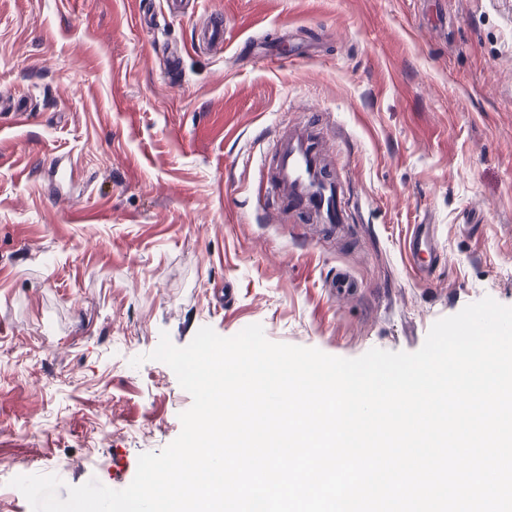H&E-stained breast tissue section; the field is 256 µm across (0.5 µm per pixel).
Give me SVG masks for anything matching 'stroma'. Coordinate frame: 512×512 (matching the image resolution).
<instances>
[{"label": "stroma", "instance_id": "1", "mask_svg": "<svg viewBox=\"0 0 512 512\" xmlns=\"http://www.w3.org/2000/svg\"><path fill=\"white\" fill-rule=\"evenodd\" d=\"M0 0V512L10 481L126 488L191 395L152 360L204 326L356 358L414 352L492 297L512 306V0ZM224 22V41L195 47ZM274 49L259 67L243 48ZM183 50L181 75L167 68ZM317 112L349 200L282 212L263 159ZM436 227L432 278L404 243ZM358 293L337 297L336 271ZM233 288L229 304L218 294ZM139 366H132L133 358Z\"/></svg>", "mask_w": 512, "mask_h": 512}]
</instances>
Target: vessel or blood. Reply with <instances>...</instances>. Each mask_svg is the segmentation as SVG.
I'll return each mask as SVG.
<instances>
[{
	"instance_id": "1",
	"label": "vessel or blood",
	"mask_w": 512,
	"mask_h": 512,
	"mask_svg": "<svg viewBox=\"0 0 512 512\" xmlns=\"http://www.w3.org/2000/svg\"><path fill=\"white\" fill-rule=\"evenodd\" d=\"M325 148L321 126L313 121L302 122L281 135L274 143L270 157L268 188L283 206L299 209L309 217L320 215L328 224H340L348 210L342 189L335 180L321 181L316 177L317 163ZM435 249L432 225H415L405 242L410 271L423 277L430 276Z\"/></svg>"
}]
</instances>
